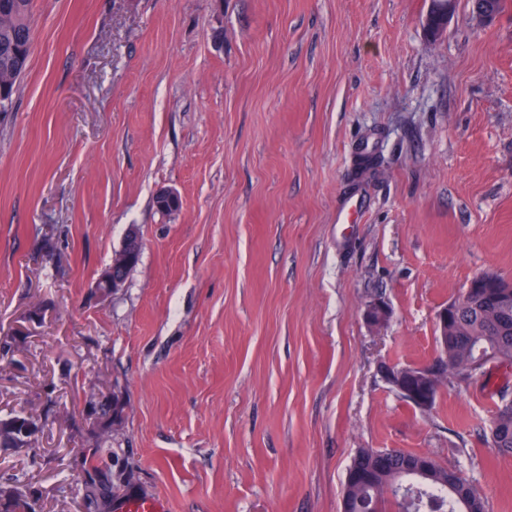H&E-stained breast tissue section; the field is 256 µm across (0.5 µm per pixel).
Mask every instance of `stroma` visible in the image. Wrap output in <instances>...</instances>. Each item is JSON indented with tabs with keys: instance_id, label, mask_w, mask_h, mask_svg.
<instances>
[{
	"instance_id": "1",
	"label": "stroma",
	"mask_w": 512,
	"mask_h": 512,
	"mask_svg": "<svg viewBox=\"0 0 512 512\" xmlns=\"http://www.w3.org/2000/svg\"><path fill=\"white\" fill-rule=\"evenodd\" d=\"M429 7L33 0L0 112V417L40 432L0 468L42 512H340L362 448L431 455L512 512L488 391L423 411L379 372L434 358L474 276L512 280V7L478 27L456 0L436 39ZM132 228L141 261L100 297ZM116 385L125 442L99 453L85 411ZM89 459L131 476L93 508ZM121 512H166L164 503L152 497H134L119 505Z\"/></svg>"
}]
</instances>
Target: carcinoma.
I'll return each mask as SVG.
<instances>
[{
  "mask_svg": "<svg viewBox=\"0 0 512 512\" xmlns=\"http://www.w3.org/2000/svg\"><path fill=\"white\" fill-rule=\"evenodd\" d=\"M8 20L0 22V81L16 86L23 76L32 39V0H0V12ZM494 291L479 288L455 299L459 307L448 324V349L440 360L448 363L447 375L464 383L488 381L496 369L476 374L470 361L491 357L512 364V309H485ZM504 381L492 391L497 398L490 422V445L501 456L512 457V367L502 370ZM90 412L120 415L125 403L122 393H112V402L89 403ZM362 472L366 479L345 484L344 506L348 512H384L386 499L397 512H486L481 491L457 471L443 467L423 453L396 448H362L351 461L347 473ZM32 493L19 487L0 502V512H35Z\"/></svg>",
  "mask_w": 512,
  "mask_h": 512,
  "instance_id": "1",
  "label": "carcinoma"
}]
</instances>
